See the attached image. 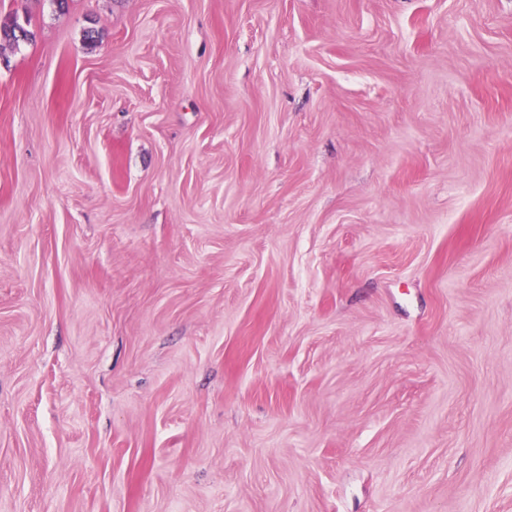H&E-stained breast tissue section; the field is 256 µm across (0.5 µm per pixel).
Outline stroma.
<instances>
[{
    "mask_svg": "<svg viewBox=\"0 0 512 512\" xmlns=\"http://www.w3.org/2000/svg\"><path fill=\"white\" fill-rule=\"evenodd\" d=\"M12 14L0 512H512V0Z\"/></svg>",
    "mask_w": 512,
    "mask_h": 512,
    "instance_id": "35a3bbf8",
    "label": "stroma"
}]
</instances>
